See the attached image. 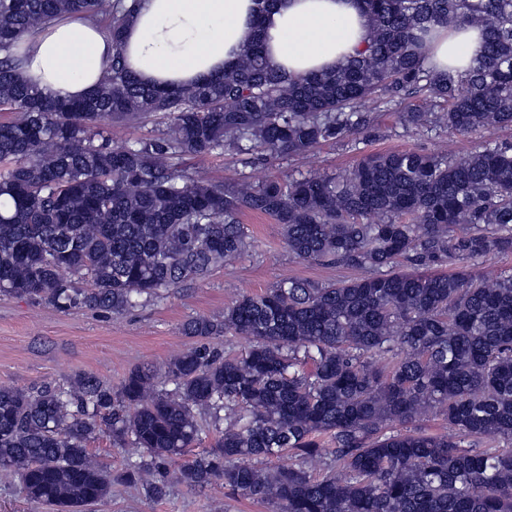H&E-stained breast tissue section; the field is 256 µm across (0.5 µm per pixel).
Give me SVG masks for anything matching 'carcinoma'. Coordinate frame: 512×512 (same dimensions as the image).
<instances>
[{
	"mask_svg": "<svg viewBox=\"0 0 512 512\" xmlns=\"http://www.w3.org/2000/svg\"><path fill=\"white\" fill-rule=\"evenodd\" d=\"M365 49L335 70L293 79L255 40L223 75L176 89L144 85L121 50L124 0H0V293L122 313L243 255L246 211L283 229L302 262L359 269L351 281L286 279L185 335L203 343L131 371L117 390L93 375L66 388L0 386V474L51 512L104 506L112 473L87 445L100 434L140 451L123 475L153 499L165 474L199 489L219 480L278 512H512V274L474 267L512 253V0H361ZM105 23L115 50L103 83L78 101L18 73L16 43L66 15ZM483 29L484 51L457 77L431 68L437 25ZM406 127L480 133L458 160L407 150L366 154L342 174L211 183L186 156L259 148L306 155L371 128V97L401 105ZM162 114L153 139L108 147L100 122ZM454 267L441 272L442 265ZM432 415L454 435L395 429ZM207 422L212 445L184 463ZM294 451L325 473L261 466Z\"/></svg>",
	"mask_w": 512,
	"mask_h": 512,
	"instance_id": "carcinoma-1",
	"label": "carcinoma"
}]
</instances>
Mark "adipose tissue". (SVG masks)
<instances>
[{
	"mask_svg": "<svg viewBox=\"0 0 512 512\" xmlns=\"http://www.w3.org/2000/svg\"><path fill=\"white\" fill-rule=\"evenodd\" d=\"M368 27L360 0H273L262 16L255 0H135L121 48L141 82L178 88L223 74L259 35L268 65L300 78L362 50ZM483 41L468 24L436 26L425 37L431 66L455 74L469 70ZM113 48L92 18L59 19L20 39L19 72L58 98H78L103 81Z\"/></svg>",
	"mask_w": 512,
	"mask_h": 512,
	"instance_id": "adipose-tissue-1",
	"label": "adipose tissue"
}]
</instances>
